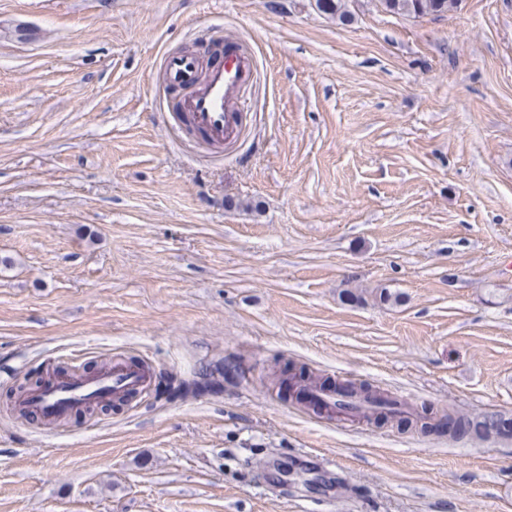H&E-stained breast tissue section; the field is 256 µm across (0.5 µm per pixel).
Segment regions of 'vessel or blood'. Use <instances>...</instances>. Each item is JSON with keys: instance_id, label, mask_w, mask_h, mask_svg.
Here are the masks:
<instances>
[{"instance_id": "vessel-or-blood-1", "label": "vessel or blood", "mask_w": 512, "mask_h": 512, "mask_svg": "<svg viewBox=\"0 0 512 512\" xmlns=\"http://www.w3.org/2000/svg\"><path fill=\"white\" fill-rule=\"evenodd\" d=\"M162 66L168 86H189L193 92L182 99L176 119L187 134L199 136L212 144L231 147L245 130L244 95L256 73L252 54L233 37H225L223 51L214 56L208 69H201L192 53H167ZM153 381L143 366L124 361L106 365L98 372L84 375L49 374L45 383L21 394L17 400L23 415L60 422L76 411L125 402L146 391ZM324 415L336 414V389L312 386L306 391Z\"/></svg>"}]
</instances>
